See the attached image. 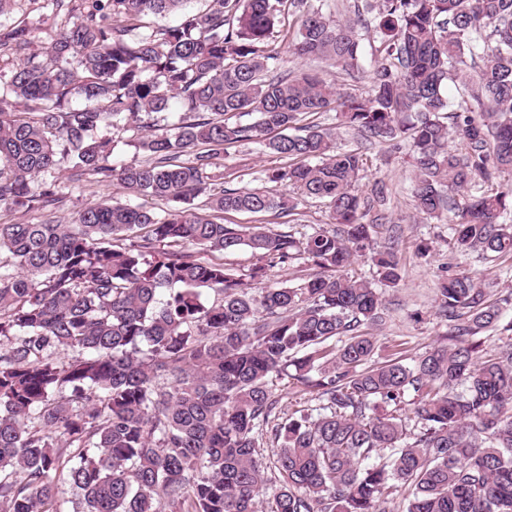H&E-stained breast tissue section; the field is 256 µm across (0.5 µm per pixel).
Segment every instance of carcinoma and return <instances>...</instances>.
<instances>
[{"instance_id": "carcinoma-1", "label": "carcinoma", "mask_w": 512, "mask_h": 512, "mask_svg": "<svg viewBox=\"0 0 512 512\" xmlns=\"http://www.w3.org/2000/svg\"><path fill=\"white\" fill-rule=\"evenodd\" d=\"M187 2L81 0L42 57L27 53V26L0 36L18 56L0 81V209L57 201L44 175L63 164L73 183L128 195L72 224L0 223V512H259L255 429L276 409V380L318 405L273 429L270 512H512V343L483 341L512 333V292L494 298L450 266L437 285L447 342L411 366L374 361L378 285H398L399 261L374 251L381 216L363 222L367 158L309 120L334 112L407 144L415 212L459 217L450 253L512 258V0H377L369 51L328 0ZM285 5L290 51L368 67L367 96L282 68L268 42ZM170 13L177 24L144 22ZM108 128L136 130L149 161L112 164ZM242 142L284 164L261 187L217 185L216 159ZM300 198L342 230L224 222L291 213ZM240 249L264 264L234 273L221 255ZM366 255L375 284L348 273ZM300 258L314 267L301 283L253 287Z\"/></svg>"}]
</instances>
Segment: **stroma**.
Returning <instances> with one entry per match:
<instances>
[{
  "label": "stroma",
  "instance_id": "35a3bbf8",
  "mask_svg": "<svg viewBox=\"0 0 512 512\" xmlns=\"http://www.w3.org/2000/svg\"><path fill=\"white\" fill-rule=\"evenodd\" d=\"M61 19L56 16L50 0H14L8 13L0 16V27L21 24L32 31L30 50L44 53L55 38ZM285 26H278L271 38V49L281 52L285 67L318 73L335 82L344 92L362 94L370 88L369 73L349 77L344 72L322 61L296 57L285 50ZM342 145L359 150L368 159V167L358 182L363 196H373L376 189H383L386 203L383 213L388 224L379 226L373 238L376 248L393 247L399 259L401 281L396 288L385 293L386 308L382 321L372 330L379 354L391 349H401L407 360H415L431 347L442 343L448 331V320L438 306L437 277L447 265H454L482 279L492 294L502 295L512 290V260L489 263L477 254L452 256L448 251L451 236L449 223L427 220L416 216L410 202V182L413 168L408 149H395L389 144L367 140L351 130H340ZM274 157L262 154L259 147L243 143L229 148L217 161L225 181L234 185L256 182L261 171L276 165ZM62 200L52 212L53 220L65 224L89 202L123 198L119 185L84 181L73 185L62 182ZM237 224H262L267 228L302 237L325 227L328 214L323 205L300 202L296 214H236Z\"/></svg>",
  "mask_w": 512,
  "mask_h": 512
}]
</instances>
